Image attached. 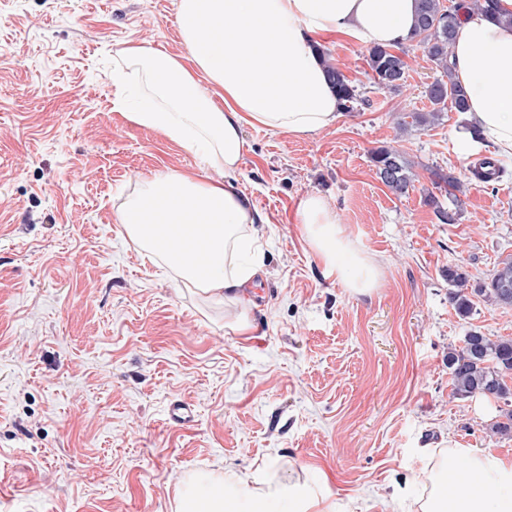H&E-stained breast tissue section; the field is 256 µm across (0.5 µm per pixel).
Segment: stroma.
Listing matches in <instances>:
<instances>
[{"label":"stroma","instance_id":"obj_1","mask_svg":"<svg viewBox=\"0 0 512 512\" xmlns=\"http://www.w3.org/2000/svg\"><path fill=\"white\" fill-rule=\"evenodd\" d=\"M144 43L185 54L176 0H0V512H172L180 478L223 462L407 512L428 449L512 459V434L489 430L504 400L454 395L447 364L468 332L511 337L512 307L478 298L461 316L446 277L460 265L477 285L512 255V163L475 178L450 149L451 108L403 129L441 76L424 45L403 42L393 93L367 46L323 41L356 109L308 139L246 128L238 184L265 219L266 274L242 336L236 307L143 259L118 220L140 177L194 168L113 106L114 52ZM382 146L411 166L404 196L376 175ZM449 172L461 212L444 224L427 198L446 201ZM307 193L381 261L372 293L325 276L294 220ZM174 401L192 423L168 420Z\"/></svg>","mask_w":512,"mask_h":512}]
</instances>
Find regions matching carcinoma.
Segmentation results:
<instances>
[{
	"instance_id": "obj_1",
	"label": "carcinoma",
	"mask_w": 512,
	"mask_h": 512,
	"mask_svg": "<svg viewBox=\"0 0 512 512\" xmlns=\"http://www.w3.org/2000/svg\"><path fill=\"white\" fill-rule=\"evenodd\" d=\"M458 11L444 8L440 0H420L419 19L412 39L426 46L429 55L442 68L443 78L432 83L427 90L435 108L430 112H413L411 121L402 123V129L431 125L448 104L457 112L464 110L466 93L452 78L450 48L453 45ZM406 52L397 53L387 47L369 49L367 63L372 71L374 84L389 92H395L404 81L407 62ZM329 76L336 91L341 110L349 112L361 100L357 88L336 66L328 65ZM376 175L394 194H406L412 182L410 166L398 151L380 147L371 154ZM503 170L491 159L485 158L474 168V175L484 183L501 177ZM450 289L448 303L462 316L473 308L472 297H481L498 305L512 306V255L499 261L487 281L473 288L468 273L461 266L448 268L446 272ZM448 370L453 393L460 396L481 395L506 399L512 396V338L492 339L478 331H471L463 339V345L448 350Z\"/></svg>"
}]
</instances>
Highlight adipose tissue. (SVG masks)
<instances>
[{
	"label": "adipose tissue",
	"mask_w": 512,
	"mask_h": 512,
	"mask_svg": "<svg viewBox=\"0 0 512 512\" xmlns=\"http://www.w3.org/2000/svg\"><path fill=\"white\" fill-rule=\"evenodd\" d=\"M418 0H177L179 35L189 52L145 45L118 50L128 80L115 105L132 123L162 134L196 160L127 197L119 220L146 258L159 259L213 303L240 306L232 329L250 334L245 313L264 269L263 218L237 186L247 151L244 127L299 138L336 126L342 114L318 51L321 38L366 46L404 41ZM454 80L468 106L450 135L467 159L493 149L512 163V0L497 15L461 8ZM215 179H206V172ZM295 222L326 277L370 293L379 265L355 252L335 208L301 197ZM177 512H357L320 486L291 475L239 473L224 466L180 481ZM417 512H512V461L472 448L431 452Z\"/></svg>",
	"instance_id": "1"
}]
</instances>
